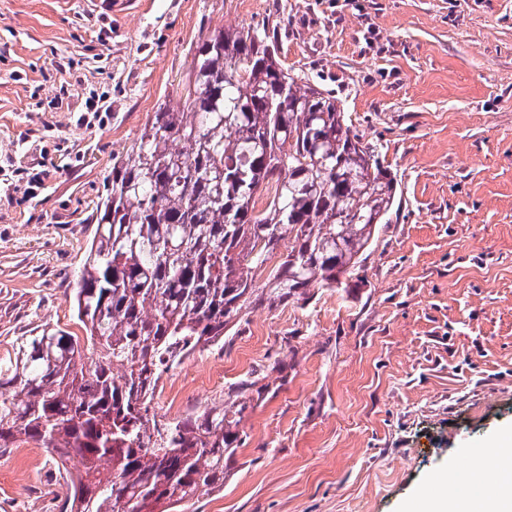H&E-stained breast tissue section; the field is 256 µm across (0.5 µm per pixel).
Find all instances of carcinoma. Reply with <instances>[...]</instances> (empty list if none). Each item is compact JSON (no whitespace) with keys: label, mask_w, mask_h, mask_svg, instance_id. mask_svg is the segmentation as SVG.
I'll return each mask as SVG.
<instances>
[{"label":"carcinoma","mask_w":512,"mask_h":512,"mask_svg":"<svg viewBox=\"0 0 512 512\" xmlns=\"http://www.w3.org/2000/svg\"><path fill=\"white\" fill-rule=\"evenodd\" d=\"M184 107L159 105L112 165L73 288L86 342L44 330L0 363V453L39 442L65 471L60 512H173L224 485L238 421L213 405L147 446L161 370L222 339L266 275L269 304L350 282L397 182L332 95L293 77L258 27L216 28Z\"/></svg>","instance_id":"1"}]
</instances>
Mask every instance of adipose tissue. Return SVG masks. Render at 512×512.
<instances>
[{
  "label": "adipose tissue",
  "instance_id": "ef3b65f1",
  "mask_svg": "<svg viewBox=\"0 0 512 512\" xmlns=\"http://www.w3.org/2000/svg\"><path fill=\"white\" fill-rule=\"evenodd\" d=\"M494 463L500 479L493 489L472 491L462 487L454 473H442L410 512H512V437L498 446Z\"/></svg>",
  "mask_w": 512,
  "mask_h": 512
}]
</instances>
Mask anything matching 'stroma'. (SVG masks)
Instances as JSON below:
<instances>
[{"label":"stroma","mask_w":512,"mask_h":512,"mask_svg":"<svg viewBox=\"0 0 512 512\" xmlns=\"http://www.w3.org/2000/svg\"><path fill=\"white\" fill-rule=\"evenodd\" d=\"M248 25L336 96L398 197L359 288L254 302L162 374L157 417L248 405L223 488L178 512H406L449 468L492 488L512 432V0H0V363L47 326L84 336L73 282L114 159L198 39ZM65 493L38 442L0 455V512Z\"/></svg>","instance_id":"stroma-1"}]
</instances>
